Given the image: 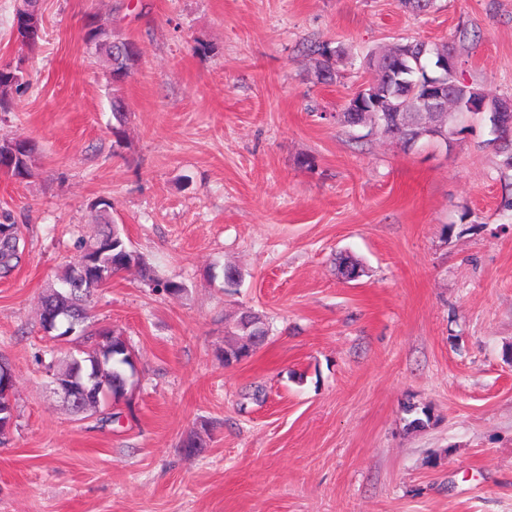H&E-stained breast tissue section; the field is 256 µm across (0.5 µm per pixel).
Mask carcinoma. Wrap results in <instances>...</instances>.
I'll use <instances>...</instances> for the list:
<instances>
[{
	"label": "carcinoma",
	"instance_id": "obj_1",
	"mask_svg": "<svg viewBox=\"0 0 512 512\" xmlns=\"http://www.w3.org/2000/svg\"><path fill=\"white\" fill-rule=\"evenodd\" d=\"M83 41L87 49L107 63L108 82L112 86L111 112L115 119L112 135L119 141L121 128L127 120L126 103L119 90L138 65L139 52L131 39L120 36L110 22L96 16L87 19ZM313 52L323 57L317 67V79L332 80L331 59L344 57L345 51L341 48L330 51L322 46ZM455 56L457 48L454 46L439 47L416 39L400 40L381 53L366 54L371 67L370 77L336 113V119L350 128L371 126L410 148L422 141L448 139V135L454 133L450 126L454 115L469 114L471 107L483 106L485 111L478 116L492 135L488 144L500 157L502 167L512 170V112L495 111L502 98L490 97L474 84L456 78L441 82L439 75L434 73L433 68L441 61ZM23 84L22 70L0 69V112L10 111L11 96ZM438 84L443 86L440 97L429 105L420 103V98ZM1 142L12 144L15 155L9 160L0 159V165L6 168L0 175L18 182L26 180L31 176L35 162L32 144L5 134L0 135ZM92 208L99 212L102 225L91 239L80 245V253L65 277L58 285L50 287L44 296L40 323H45L51 315L56 318V323L67 325L61 335L66 336L72 330L87 334L92 344L78 355V359L87 372L112 387V394L119 397L123 395L127 370L133 369L125 352L127 341L109 329H88V298L99 288L100 281L131 268L136 269L143 280L168 291L179 292L181 287L174 282L160 281L153 267L130 248L122 230L110 220L108 200L101 198L92 204ZM19 241L16 225L10 222V216H4L0 223L1 273L7 274L17 266ZM337 273L354 281L362 277L365 270L360 260L350 254H341L337 257ZM235 335L234 343L225 346L221 354L226 367L252 355L265 341L267 330L260 315L244 312L235 323ZM71 411L82 419L93 418L103 426L115 417L111 404L103 398L91 401L84 410L76 405ZM407 412L411 415L408 428L418 431L429 425L431 413L428 407L411 406Z\"/></svg>",
	"mask_w": 512,
	"mask_h": 512
}]
</instances>
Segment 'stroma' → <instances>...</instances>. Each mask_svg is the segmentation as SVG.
Wrapping results in <instances>:
<instances>
[{
  "label": "stroma",
  "mask_w": 512,
  "mask_h": 512,
  "mask_svg": "<svg viewBox=\"0 0 512 512\" xmlns=\"http://www.w3.org/2000/svg\"><path fill=\"white\" fill-rule=\"evenodd\" d=\"M17 3L0 0V64L25 83L0 133L37 151L30 178L0 176L23 250L0 276L16 405L0 512H512V171L473 115L410 149L335 119L367 51L445 44L461 26L476 33L462 78L512 97V0L425 15L400 0H42L33 52ZM91 14L140 49L120 144L106 63L83 42ZM312 44L345 50L333 83L317 81ZM102 197L181 290L130 269L92 297L93 327L121 331L137 368L101 429L46 371L83 340L54 343L38 314ZM341 252L363 277L337 278ZM227 265L232 293L207 276ZM249 310L269 336L224 366ZM411 405L430 408L426 429H408Z\"/></svg>",
  "instance_id": "1"
}]
</instances>
